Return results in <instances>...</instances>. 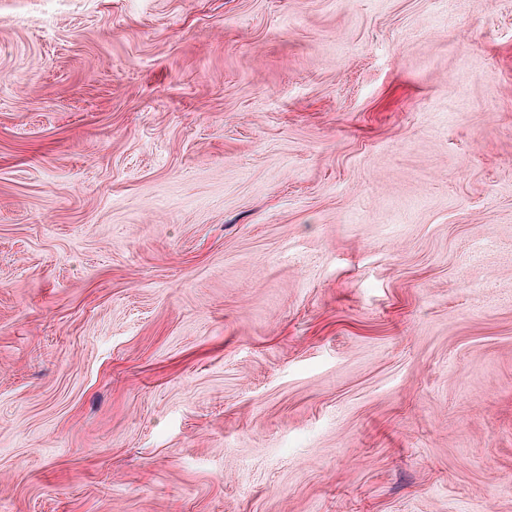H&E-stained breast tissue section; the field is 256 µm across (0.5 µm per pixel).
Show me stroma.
Segmentation results:
<instances>
[{
	"label": "stroma",
	"mask_w": 512,
	"mask_h": 512,
	"mask_svg": "<svg viewBox=\"0 0 512 512\" xmlns=\"http://www.w3.org/2000/svg\"><path fill=\"white\" fill-rule=\"evenodd\" d=\"M0 512H512V0H0Z\"/></svg>",
	"instance_id": "35a3bbf8"
}]
</instances>
